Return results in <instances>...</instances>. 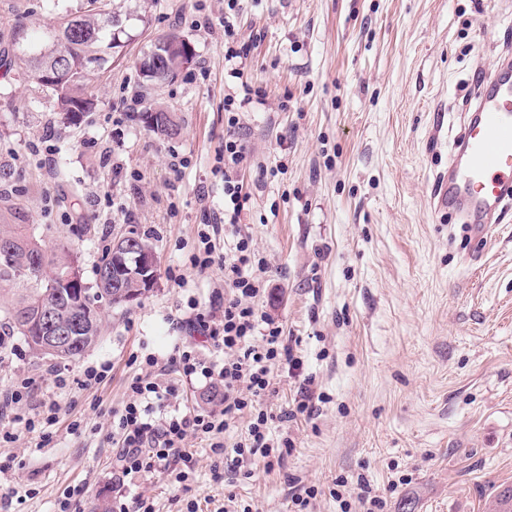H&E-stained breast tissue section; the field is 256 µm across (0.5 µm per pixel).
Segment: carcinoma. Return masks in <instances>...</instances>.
Masks as SVG:
<instances>
[{
    "label": "carcinoma",
    "mask_w": 512,
    "mask_h": 512,
    "mask_svg": "<svg viewBox=\"0 0 512 512\" xmlns=\"http://www.w3.org/2000/svg\"><path fill=\"white\" fill-rule=\"evenodd\" d=\"M49 6L58 11V18L40 33L33 34L20 23L9 26L6 47L0 52V67L5 68V74L13 73L54 98L59 111L71 121L91 108L87 93L91 76L125 58L126 48L134 40L130 20L143 23L145 16L130 17L124 0H83L84 11L78 14L64 9L62 0H49ZM185 48L186 38L178 33L158 38L140 59L143 80L160 86L176 77L185 68ZM49 68L58 72V79L46 84L42 77ZM143 103V119L156 120L154 126L146 124L149 131L167 138L178 135L179 126L169 112L149 100ZM4 238L12 241L13 251L0 252V286H9L15 293L3 311L0 325L22 337L34 352L37 341L22 330V320L33 319L48 307L56 308L62 317L69 315L62 289L56 286V276L75 256L68 242L47 248L28 224L0 223V240ZM122 283L123 287L116 288L111 279L98 278L93 286H84L83 309L99 319L101 300L119 306L126 302L125 294L141 296L147 291L141 280L125 278ZM491 512H512V487L498 493Z\"/></svg>",
    "instance_id": "obj_1"
}]
</instances>
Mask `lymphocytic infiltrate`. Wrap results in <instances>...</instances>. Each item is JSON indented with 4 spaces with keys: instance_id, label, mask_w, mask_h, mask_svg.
<instances>
[{
    "instance_id": "1",
    "label": "lymphocytic infiltrate",
    "mask_w": 512,
    "mask_h": 512,
    "mask_svg": "<svg viewBox=\"0 0 512 512\" xmlns=\"http://www.w3.org/2000/svg\"><path fill=\"white\" fill-rule=\"evenodd\" d=\"M248 54L249 46L239 42L233 21H225L224 59L233 77L240 79L243 95L227 98L224 103L228 114L224 159L230 173L224 178V212L216 216L215 222L232 228L239 224L243 197L242 187L231 172L246 166L250 159L237 134L239 112L253 102L252 86L243 79ZM252 255L251 238L238 234L232 254L224 263V285L230 295L225 298L223 309L199 312L189 320L223 350V362L208 361L190 346L179 349L171 359L185 378L199 375L222 385L223 408L209 412L189 409L154 418V403L166 400L172 389L157 380L158 358L146 356L147 372L131 379L125 405L112 414L111 439L119 451L122 477L133 479L150 470L167 468L173 461L191 462L192 456L185 447L191 432L207 438L214 451H223V434L241 414L250 417L247 431L233 444V455L226 460V467L239 468L251 457L270 459V416L260 404L270 392L273 367L291 363L292 351L282 327L260 313L254 303L260 283L249 270ZM29 387L30 382L25 379L17 387L0 392V441H13L19 428L32 432L53 424L56 404L23 409Z\"/></svg>"
}]
</instances>
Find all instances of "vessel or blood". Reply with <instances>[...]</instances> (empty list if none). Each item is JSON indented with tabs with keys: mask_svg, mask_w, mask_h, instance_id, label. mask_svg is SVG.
<instances>
[{
	"mask_svg": "<svg viewBox=\"0 0 512 512\" xmlns=\"http://www.w3.org/2000/svg\"><path fill=\"white\" fill-rule=\"evenodd\" d=\"M471 107L459 135L463 152L448 160L435 209L455 212L483 239L491 215L512 198V59L475 86Z\"/></svg>",
	"mask_w": 512,
	"mask_h": 512,
	"instance_id": "b4317fda",
	"label": "vessel or blood"
}]
</instances>
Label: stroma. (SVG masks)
I'll return each instance as SVG.
<instances>
[{"label": "stroma", "mask_w": 512, "mask_h": 512, "mask_svg": "<svg viewBox=\"0 0 512 512\" xmlns=\"http://www.w3.org/2000/svg\"><path fill=\"white\" fill-rule=\"evenodd\" d=\"M225 9L153 0L124 62L91 81L92 112L71 124L32 83L0 78V212L46 245L71 240L89 283L128 227L157 256L148 292L102 307L101 337L66 363L65 388L49 374L54 359L7 336L0 391L31 379L27 407L53 401L58 412L51 440L21 429L0 445V489L26 490L15 512H57L74 487L77 512H94L102 492L146 498L154 512H294L311 488L304 512H340L342 481L347 500L362 483L384 512H486L512 486V208L481 244L455 214L435 213L433 194L475 72L495 70L512 46V0H240L246 73L264 98L240 116L255 161L237 175L248 197L240 225L263 262L259 308L300 360L274 367L262 402L291 448L279 466L258 459L233 473L192 434L188 481L152 471L113 492L111 412L145 357L192 345L224 358L185 320L224 302L223 267L200 276L189 258L224 206V100L240 91L224 59ZM55 19L45 0H0V31ZM172 31L194 59L152 92L181 128L163 139L140 120L137 61ZM102 363L107 378L85 385V369ZM164 380L174 395L155 417L223 401L174 366ZM307 382L322 399L290 416Z\"/></svg>", "instance_id": "35a3bbf8"}]
</instances>
